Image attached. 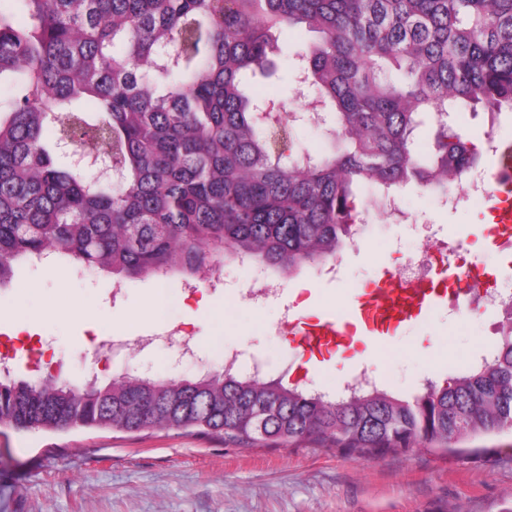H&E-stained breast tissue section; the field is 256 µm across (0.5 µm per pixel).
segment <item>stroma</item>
I'll list each match as a JSON object with an SVG mask.
<instances>
[{"label":"stroma","mask_w":512,"mask_h":512,"mask_svg":"<svg viewBox=\"0 0 512 512\" xmlns=\"http://www.w3.org/2000/svg\"><path fill=\"white\" fill-rule=\"evenodd\" d=\"M296 90L289 75L249 80L250 93L280 101L288 111L304 108ZM402 200L414 222L435 225L439 236L463 244L467 263L512 286V250L496 247L487 205L464 202L442 210L433 195L413 185ZM359 202L368 227L339 279H320L306 267L259 309L241 298L227 303L221 292L212 294L210 311L189 301L195 314L188 327L198 346L193 363L176 367L163 345L138 346L157 327L140 316L156 290L154 279L128 281L116 305L111 277L80 267H25L1 285L0 341L15 337L14 318L24 315L25 334L48 346L44 360L51 371L76 384L93 378L106 383L125 373L193 379L221 370L220 351L234 344L265 363V379L334 395L357 374V364L328 354L303 369L301 350L275 326L294 293L310 316L344 312L361 289L374 287L397 264L401 252L417 247L407 225L381 219L373 195H361ZM304 283L312 291H301ZM469 306L466 299L440 302L423 320L367 346L372 370L407 400L427 383H443L462 369L466 356L496 343L512 325L507 302L485 306L477 316ZM113 333L125 349L110 362H96L97 342ZM433 342L442 353L437 362L423 350ZM0 512H512V428L465 441L455 453L419 449L348 458L314 443L249 448L194 431H18L0 424Z\"/></svg>","instance_id":"obj_1"}]
</instances>
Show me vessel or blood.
Returning a JSON list of instances; mask_svg holds the SVG:
<instances>
[{
  "mask_svg": "<svg viewBox=\"0 0 512 512\" xmlns=\"http://www.w3.org/2000/svg\"><path fill=\"white\" fill-rule=\"evenodd\" d=\"M440 296L430 279L366 290L346 314L337 315L336 319L298 322L292 329L293 340L304 355L313 359L323 352L349 345L353 322H361L368 333H384L422 318Z\"/></svg>",
  "mask_w": 512,
  "mask_h": 512,
  "instance_id": "obj_1",
  "label": "vessel or blood"
}]
</instances>
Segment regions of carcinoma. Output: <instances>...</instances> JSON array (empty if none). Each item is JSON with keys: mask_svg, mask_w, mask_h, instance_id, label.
Segmentation results:
<instances>
[{"mask_svg": "<svg viewBox=\"0 0 512 512\" xmlns=\"http://www.w3.org/2000/svg\"><path fill=\"white\" fill-rule=\"evenodd\" d=\"M296 25L319 34L297 57L332 115L322 153L295 149L297 123L244 88ZM463 107L512 112V0H0V284L37 254L119 280H188L242 258L317 265L355 233L359 192L444 195L477 163L448 123ZM427 120L431 153L416 137ZM84 150L112 155V179L75 165ZM0 424L446 452L512 426V334L411 402L227 371L105 385L7 375Z\"/></svg>", "mask_w": 512, "mask_h": 512, "instance_id": "carcinoma-1", "label": "carcinoma"}]
</instances>
